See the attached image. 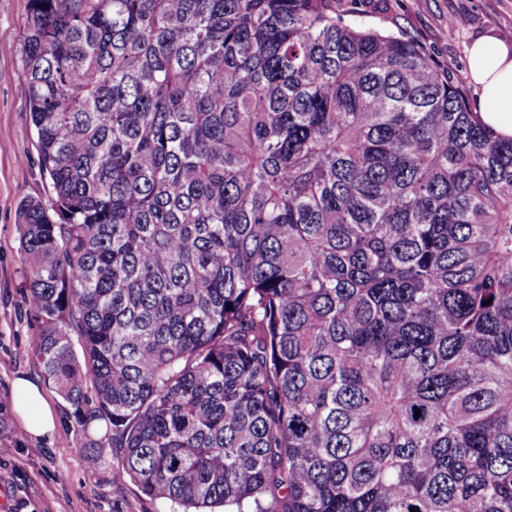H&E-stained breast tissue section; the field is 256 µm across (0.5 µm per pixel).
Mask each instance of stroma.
<instances>
[{
  "label": "stroma",
  "mask_w": 512,
  "mask_h": 512,
  "mask_svg": "<svg viewBox=\"0 0 512 512\" xmlns=\"http://www.w3.org/2000/svg\"><path fill=\"white\" fill-rule=\"evenodd\" d=\"M29 0H0V512H182L117 480L116 458L89 464L84 445L107 434L105 422L79 426L57 395L49 400L58 426L48 437L24 434L11 411L14 378L42 379L31 350L38 323L25 286L27 268L19 249L18 206L35 200L53 209L55 193L43 172L29 96L20 77L24 63ZM369 24L401 30L419 41L477 103L481 91L467 68L471 43L512 29V0H395L391 11L368 16Z\"/></svg>",
  "instance_id": "35a3bbf8"
}]
</instances>
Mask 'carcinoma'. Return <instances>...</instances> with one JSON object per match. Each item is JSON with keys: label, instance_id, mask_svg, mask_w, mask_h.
<instances>
[{"label": "carcinoma", "instance_id": "cac0c4a2", "mask_svg": "<svg viewBox=\"0 0 512 512\" xmlns=\"http://www.w3.org/2000/svg\"><path fill=\"white\" fill-rule=\"evenodd\" d=\"M368 2L30 0L33 359L147 497L512 512V138Z\"/></svg>", "mask_w": 512, "mask_h": 512}]
</instances>
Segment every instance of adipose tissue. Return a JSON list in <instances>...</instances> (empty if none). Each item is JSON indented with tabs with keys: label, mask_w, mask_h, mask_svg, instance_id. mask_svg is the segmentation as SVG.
<instances>
[{
	"label": "adipose tissue",
	"mask_w": 512,
	"mask_h": 512,
	"mask_svg": "<svg viewBox=\"0 0 512 512\" xmlns=\"http://www.w3.org/2000/svg\"><path fill=\"white\" fill-rule=\"evenodd\" d=\"M469 74L480 86L479 114L503 137L512 136V47L494 35L477 39L469 50ZM12 409L25 434L52 435L57 417L42 387L26 376L12 383Z\"/></svg>",
	"instance_id": "adipose-tissue-1"
}]
</instances>
